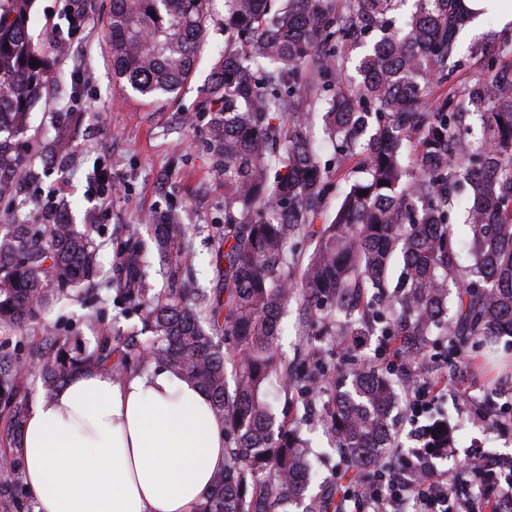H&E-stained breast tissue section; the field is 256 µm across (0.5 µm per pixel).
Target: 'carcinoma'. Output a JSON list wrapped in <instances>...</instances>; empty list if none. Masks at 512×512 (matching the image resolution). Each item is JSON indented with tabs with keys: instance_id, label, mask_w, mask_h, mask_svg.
Here are the masks:
<instances>
[{
	"instance_id": "1",
	"label": "carcinoma",
	"mask_w": 512,
	"mask_h": 512,
	"mask_svg": "<svg viewBox=\"0 0 512 512\" xmlns=\"http://www.w3.org/2000/svg\"><path fill=\"white\" fill-rule=\"evenodd\" d=\"M212 0H112L106 40L115 75L151 101L171 98L191 77L203 47ZM411 4L401 26L387 15ZM35 0H0V196H16L35 172L22 165L19 141L59 55L29 35ZM224 26L244 48L217 54L209 77L210 147L224 171V233L216 255L222 284L209 294L180 286L189 228L165 212L151 232L126 230L127 256L104 275L100 246L68 222V205L35 210L27 224L0 233V326L40 321L50 290L67 298L100 284L142 308V328L98 336L71 353V339L45 328L27 356L0 352V413L19 446L33 379L51 394L84 369L116 380L150 364L174 369L211 397L224 418V471L197 512H284L302 499L313 464L298 431L274 434L271 380L290 392L319 384L325 367L300 380L276 349L294 289L318 318L309 336L387 337L386 346L416 364L432 356V337L455 339L453 358L468 364L481 340L512 336V36L460 95L433 112L421 109L425 81L458 67L462 20L456 0H224ZM379 32L358 65L360 80L342 85L347 51L359 35ZM315 95L323 133L336 149L321 161L300 97ZM481 120L471 140L468 117ZM280 149L270 174L267 158ZM58 139L46 165L67 154ZM357 161L362 177L327 211L333 175ZM469 230L471 264L461 263L458 218ZM316 246L294 270V244ZM158 257L171 288L147 299ZM457 306H452L450 288ZM239 347L233 381L215 335ZM324 423L336 448L364 470L393 447L390 410L398 385L363 359L344 372ZM323 489L309 512L336 509ZM0 512H29L26 493L0 483Z\"/></svg>"
}]
</instances>
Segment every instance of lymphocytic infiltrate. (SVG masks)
<instances>
[{"label": "lymphocytic infiltrate", "mask_w": 512, "mask_h": 512, "mask_svg": "<svg viewBox=\"0 0 512 512\" xmlns=\"http://www.w3.org/2000/svg\"><path fill=\"white\" fill-rule=\"evenodd\" d=\"M395 361L409 381L408 436L415 446L405 454L402 466L379 461L370 478L347 488L348 499L368 502L371 512H405L410 504L417 512H502L512 502L511 477L492 476L479 495L467 498L447 472L438 470L435 461L443 450L421 418L432 409L441 386L415 379L413 366L403 356Z\"/></svg>", "instance_id": "obj_1"}]
</instances>
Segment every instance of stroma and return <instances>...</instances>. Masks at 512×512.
Wrapping results in <instances>:
<instances>
[{
	"instance_id": "obj_1",
	"label": "stroma",
	"mask_w": 512,
	"mask_h": 512,
	"mask_svg": "<svg viewBox=\"0 0 512 512\" xmlns=\"http://www.w3.org/2000/svg\"><path fill=\"white\" fill-rule=\"evenodd\" d=\"M86 14L85 25L67 39V47L53 78L46 84L30 116L24 143V163L39 170L28 184L23 200H0V215L6 223H25L28 213L40 207L52 192L72 202L74 224H93V238L104 248L106 258L120 263V243L125 227L143 224L156 210L174 213L191 227L189 250L184 262L194 273V285L216 288L211 257L217 247L212 230L224 225V177L206 139L210 119L206 104L207 77L216 53L231 35L224 29V0H213L206 46L194 77L174 99L154 103L132 93L119 82L112 69L106 42V23L112 0H36L35 17L29 33L42 45L47 34L67 29L70 8ZM63 137L73 141L75 151L64 169L44 170L42 148ZM103 161L112 174V192L99 199L88 193L96 161ZM309 309L303 295L289 301L283 320L284 332L278 347L296 372H305L311 345L303 336ZM44 319L57 332L94 339L87 324L99 320L110 331L138 323L139 313L121 302L114 291L102 289L67 303L50 301ZM378 336H329L322 341V359L329 383L311 394L284 396L272 384L274 407L279 420L298 423L310 443L315 468V485H331L345 460L333 447L320 410L336 391L335 376L357 357L381 359ZM501 366L476 371L457 363L446 364L449 381L461 382L462 390H442L437 413L448 417V456L437 460L447 469L449 460L466 462L471 449L490 455L512 457V426L502 429L482 419L488 410H500L506 393H512V336L497 345Z\"/></svg>"
}]
</instances>
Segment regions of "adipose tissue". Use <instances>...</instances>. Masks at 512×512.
Returning a JSON list of instances; mask_svg holds the SVG:
<instances>
[{
	"label": "adipose tissue",
	"instance_id": "adipose-tissue-1",
	"mask_svg": "<svg viewBox=\"0 0 512 512\" xmlns=\"http://www.w3.org/2000/svg\"><path fill=\"white\" fill-rule=\"evenodd\" d=\"M468 29L496 16L512 31V0H461ZM224 421L204 390L154 365L114 380L81 371L31 406L22 478L35 512H195L224 468Z\"/></svg>",
	"mask_w": 512,
	"mask_h": 512
}]
</instances>
